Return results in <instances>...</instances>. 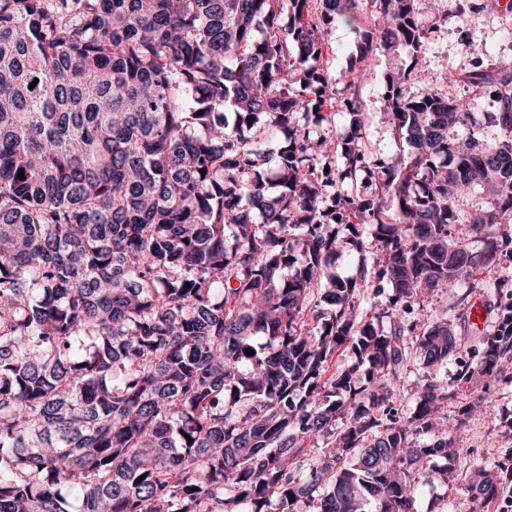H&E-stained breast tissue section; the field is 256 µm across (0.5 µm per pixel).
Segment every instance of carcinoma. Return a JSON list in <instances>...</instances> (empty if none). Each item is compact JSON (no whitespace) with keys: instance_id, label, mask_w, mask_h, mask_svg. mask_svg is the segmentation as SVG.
Segmentation results:
<instances>
[{"instance_id":"obj_1","label":"carcinoma","mask_w":512,"mask_h":512,"mask_svg":"<svg viewBox=\"0 0 512 512\" xmlns=\"http://www.w3.org/2000/svg\"><path fill=\"white\" fill-rule=\"evenodd\" d=\"M436 11L0 0V512H417L433 458L450 478L456 393L424 374L414 409L395 396L417 355L458 350L448 317L408 314L512 243V68L464 77L489 138L478 106L408 95ZM338 22L357 41L342 78L322 66ZM379 49L409 60L384 76L412 147L397 162L362 141L355 66ZM333 107L339 143L320 130ZM452 224L491 239L481 260ZM376 280L392 294L364 310ZM343 347L354 362L330 370ZM511 359L490 336L459 378ZM468 472L459 495L484 512L496 476Z\"/></svg>"}]
</instances>
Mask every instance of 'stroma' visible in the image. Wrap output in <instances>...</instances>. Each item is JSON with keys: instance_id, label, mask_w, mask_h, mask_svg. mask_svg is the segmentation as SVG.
<instances>
[{"instance_id": "35a3bbf8", "label": "stroma", "mask_w": 512, "mask_h": 512, "mask_svg": "<svg viewBox=\"0 0 512 512\" xmlns=\"http://www.w3.org/2000/svg\"><path fill=\"white\" fill-rule=\"evenodd\" d=\"M478 10L463 16L427 17L432 31L419 55L418 65L409 85L410 93L426 88H440L458 98L471 97L468 85L459 77L470 68L474 53L486 55L505 53L512 55V5L507 0H478ZM475 32L479 40L478 51L472 52L460 43L462 30ZM398 60L384 51L370 52L360 64V96L364 106L365 145L378 157H390L406 152L407 144L388 123L384 112L383 78L396 67ZM505 278L503 287H492L495 278ZM478 284H464L452 292L434 294L426 307L428 317L447 313L448 324L461 348L439 374L455 389L458 397L448 408V432L461 450L456 464L457 471L480 464L505 479L512 473V426L503 423L512 419V362L502 367L495 377L476 376L470 382H458L457 373L462 362L481 353L487 337L492 336V323L505 304L512 302V252L501 253L499 264L492 271H480ZM466 305L483 302L491 324L479 329L471 322L469 314H458L457 301ZM489 396L500 408L502 422L486 420L481 406L475 405L477 395Z\"/></svg>"}]
</instances>
